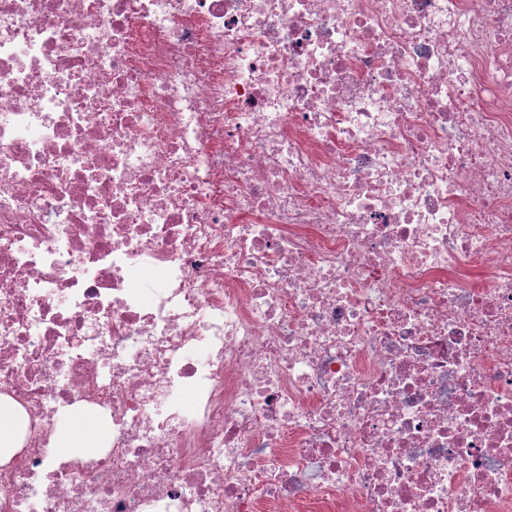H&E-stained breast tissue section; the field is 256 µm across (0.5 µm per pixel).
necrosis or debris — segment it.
Listing matches in <instances>:
<instances>
[{
	"label": "necrosis or debris",
	"mask_w": 512,
	"mask_h": 512,
	"mask_svg": "<svg viewBox=\"0 0 512 512\" xmlns=\"http://www.w3.org/2000/svg\"><path fill=\"white\" fill-rule=\"evenodd\" d=\"M0 397V512H512V0H0ZM26 422V415L16 404L0 398V460L10 457L18 447L16 436ZM3 448H9V452ZM107 436V429L98 424L92 413H76L67 428L56 435L51 449L69 458H83L94 453Z\"/></svg>",
	"instance_id": "1"
}]
</instances>
